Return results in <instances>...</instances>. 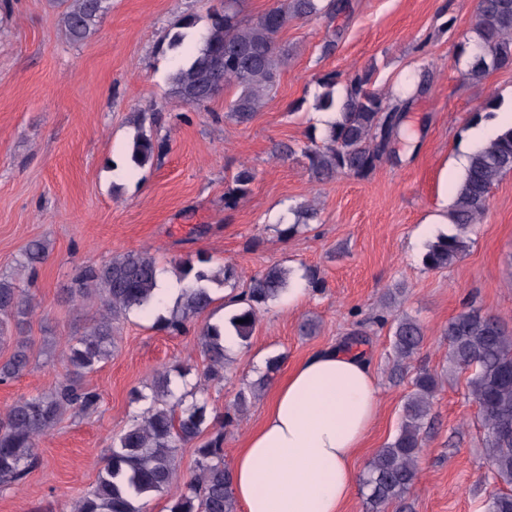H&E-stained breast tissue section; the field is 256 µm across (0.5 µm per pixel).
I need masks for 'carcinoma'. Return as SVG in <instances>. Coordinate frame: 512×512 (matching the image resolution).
I'll list each match as a JSON object with an SVG mask.
<instances>
[{"label":"carcinoma","mask_w":512,"mask_h":512,"mask_svg":"<svg viewBox=\"0 0 512 512\" xmlns=\"http://www.w3.org/2000/svg\"><path fill=\"white\" fill-rule=\"evenodd\" d=\"M240 3L222 0L221 9L209 13L208 26L197 46L185 43L186 30L197 24L193 15L179 21L167 38L169 48H180L188 56L170 76L171 93L184 104L200 108L224 88L234 86L239 93L227 114L237 123H246L279 81L289 54L280 34L288 22L313 18L332 22L347 13L350 5L348 0H274L263 14L248 20L242 16ZM105 10L106 0H73L62 16L68 38L73 42L85 40ZM471 33L465 43H475L479 52L465 78L480 80L494 70L512 66V0H478ZM318 84L322 92L316 107L334 112L336 117L326 125L323 144L302 149L314 181H330L340 173L366 176L381 162L396 157L404 113L413 97L401 100L390 91L374 88L369 69L345 78L328 72ZM339 84L343 85L340 96L336 95ZM166 147V140L146 132L139 122L127 161L134 168H143L159 158ZM510 172L512 126L472 152L448 212L455 232L441 234L428 245L423 256L427 268L446 269L462 257L468 248V232L484 216L493 186ZM254 179L252 168L241 167L233 179L234 187L224 196V207H235L249 193ZM292 213L294 222L277 230L282 238L317 220V209L309 203L299 204ZM47 256V244L34 241L24 251L22 266L34 272ZM174 267L182 283L181 293L170 315L160 318V330L180 336L207 313L214 302L212 290L234 280L235 270L229 265L213 268L210 258L201 254L176 259ZM159 273L155 259L141 251L78 268L69 293L81 298L97 294L100 316L62 351L71 379L50 393L16 401L0 416L1 485L23 479L33 464L38 441L66 409L97 405L98 395L83 389L79 380L112 355L115 321L131 310L149 312L161 304ZM290 274L291 270L283 266H269L230 299L238 308L228 318L202 324L197 341L207 361L204 379L222 377L230 362L224 332L231 328L238 339L247 340L261 309L289 288ZM29 311L13 279L0 277V344L8 341L13 345L11 355L0 361L1 384L20 377L30 367L28 341L10 330L13 326L21 331ZM391 330L396 368L403 371L420 350L423 328L405 315L394 319ZM445 336L449 368L469 373L468 397L478 408L485 434V457L492 480L484 500L485 512H512V331L500 318L469 308L448 321ZM278 367L279 360H270L266 373L240 388L222 416L212 414L205 399L182 407L183 395L172 388L171 372L162 373L150 385L153 396L149 406L133 415L126 429L112 440L95 486L76 503L74 512H143L139 502L170 488L176 477L178 449L194 442L197 472L171 496L168 512H236L231 471L224 465L222 428L232 425L247 409ZM437 387L432 373L416 371L397 434L369 461L362 484L369 491L373 512H387L393 504L402 508L412 489ZM217 425L220 430L201 440Z\"/></svg>","instance_id":"1"}]
</instances>
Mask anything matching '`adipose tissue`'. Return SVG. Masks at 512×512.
Wrapping results in <instances>:
<instances>
[{"label": "adipose tissue", "instance_id": "adipose-tissue-1", "mask_svg": "<svg viewBox=\"0 0 512 512\" xmlns=\"http://www.w3.org/2000/svg\"><path fill=\"white\" fill-rule=\"evenodd\" d=\"M379 409L377 376L359 352L331 347L292 367L234 460L243 512H344Z\"/></svg>", "mask_w": 512, "mask_h": 512}]
</instances>
